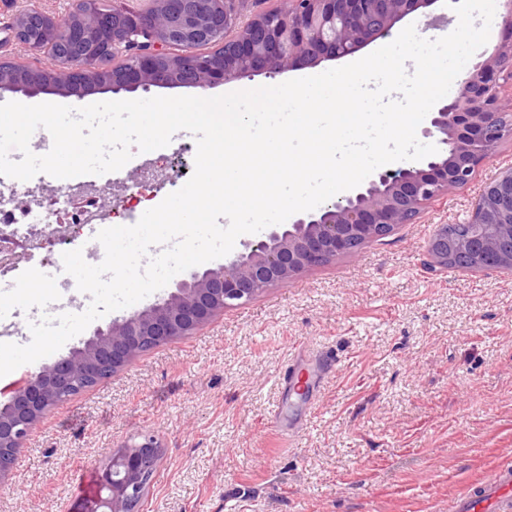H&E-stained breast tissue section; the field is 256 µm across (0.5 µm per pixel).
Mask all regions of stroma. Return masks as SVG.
Instances as JSON below:
<instances>
[{"label":"stroma","mask_w":512,"mask_h":512,"mask_svg":"<svg viewBox=\"0 0 512 512\" xmlns=\"http://www.w3.org/2000/svg\"><path fill=\"white\" fill-rule=\"evenodd\" d=\"M64 17L72 0H0V60L47 67L13 37L16 12ZM264 73L237 85L153 87L135 98L274 86L332 69ZM175 138L134 153L98 195L102 220L124 225L150 209L142 168L182 161ZM512 167V138L471 181L431 202L414 223L225 310L194 335L144 353L117 376L50 409L0 480V512H90L113 449L154 433L162 458L140 512H450L472 483L512 464V273L441 268L428 242L464 223L486 184ZM82 230L53 246L17 247L4 290L54 279ZM332 368L310 401L283 379L300 349ZM283 408L297 433L279 430Z\"/></svg>","instance_id":"35a3bbf8"}]
</instances>
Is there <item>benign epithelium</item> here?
<instances>
[{
  "instance_id": "obj_1",
  "label": "benign epithelium",
  "mask_w": 512,
  "mask_h": 512,
  "mask_svg": "<svg viewBox=\"0 0 512 512\" xmlns=\"http://www.w3.org/2000/svg\"><path fill=\"white\" fill-rule=\"evenodd\" d=\"M141 10L75 0L68 24L39 8L18 11L15 40L34 54H49L47 68L0 62V95L68 94L81 89L206 88L259 72L283 74L328 59L352 56L420 8L437 0H281L279 7L246 18L239 0H146ZM509 38L478 62L457 95L431 110L424 135L439 148L418 165L380 172L366 185L305 212L265 238L243 243L224 262L177 281L150 306L112 321L69 355L42 366L0 406V480L59 394L81 382L90 388L144 352L178 336H190L225 309L270 286L309 271L327 259L353 254L364 243L410 223L436 198L467 184L476 169L512 137L501 124L512 96L500 80L512 77V0ZM512 169L484 189L457 235L442 227L429 250L443 266L463 261L483 268L488 255L512 270ZM160 445L151 433L112 451L100 473L92 512H139L147 497Z\"/></svg>"
}]
</instances>
